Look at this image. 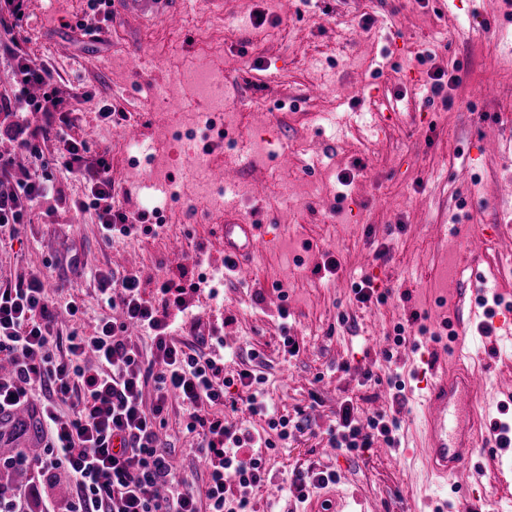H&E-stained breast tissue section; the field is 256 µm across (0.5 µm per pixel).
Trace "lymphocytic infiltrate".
Wrapping results in <instances>:
<instances>
[{"instance_id":"1","label":"lymphocytic infiltrate","mask_w":512,"mask_h":512,"mask_svg":"<svg viewBox=\"0 0 512 512\" xmlns=\"http://www.w3.org/2000/svg\"><path fill=\"white\" fill-rule=\"evenodd\" d=\"M0 56L12 61L14 80L12 93L0 95V112L43 117L33 129H18L19 149L31 166H16L12 157L0 154V183L15 185L11 192H0V234L18 236L33 206L55 191L52 170L58 166L83 183V196L70 206L93 211L105 241L151 233L147 212L130 213L117 205L107 151L91 150L69 134L70 114L52 88V70L9 47ZM94 279L102 299L119 315L100 319L89 336L64 326V318L76 317L80 307L73 301L62 310L50 304L40 274L0 281V362L8 364L0 371V416L32 408L46 441L38 456L20 450L5 457V464L65 471L71 486L66 512H247L251 492L265 482L260 448L275 449L292 435L288 417L267 407L264 376L243 369L237 380L224 377L222 363L205 351L208 339L199 323L187 321L182 281L164 280L159 300L152 301L144 297L137 273L99 269ZM185 324L193 331L192 341H175L173 331ZM132 326L149 333L150 360H141L124 340ZM53 340L66 343V355L50 354ZM89 353L96 366H84ZM149 384L155 398L148 404L143 390ZM235 384L250 410L266 417L276 438L252 435L213 413ZM173 397L188 413V432L200 437L197 453L219 460L202 499L174 471L172 451L159 438ZM62 405L67 413H59ZM397 425V418L383 413L360 417L347 402L337 413L331 444L362 452L378 441L392 445ZM116 438L121 441L117 449L112 446Z\"/></svg>"}]
</instances>
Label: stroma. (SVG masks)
Returning <instances> with one entry per match:
<instances>
[{
  "instance_id": "35a3bbf8",
  "label": "stroma",
  "mask_w": 512,
  "mask_h": 512,
  "mask_svg": "<svg viewBox=\"0 0 512 512\" xmlns=\"http://www.w3.org/2000/svg\"><path fill=\"white\" fill-rule=\"evenodd\" d=\"M83 2L27 0L21 32L0 28V43L17 44L54 72L74 116L72 136L110 151L120 207H159L163 228L102 241L94 212L69 207L82 185L60 169L61 195L34 206L20 240L0 244V279L34 271L58 280L56 258L69 250L87 272L49 299L60 308L77 301L82 314L72 326L88 336L108 312L92 270L136 271L151 299L157 282L206 274L211 288L184 298L220 338L210 355L223 358L226 377L261 372L266 401L304 421L283 447L263 450L266 480L283 493L255 491L258 512H306L286 485L293 470L310 466L335 469L337 494L357 497L358 512H430L438 490L416 447L419 357L447 354L445 324L459 294L512 302V253L492 236L512 238L502 216L512 205V161L479 152L482 141H512V56L495 46L512 39V5L483 0L475 16L468 0L452 12L443 0H224L220 17L193 11L175 28L161 21L122 32L115 20L83 25ZM451 68L459 83L447 106L432 98L429 75ZM207 73L224 76L209 145L237 167L231 197L262 237L251 282L225 271L218 209L185 180L190 149L172 134L197 127L209 108L194 83ZM158 87L171 91V102L153 99ZM256 98L266 111L251 110ZM389 107L403 122L370 135ZM130 123L142 127L149 155L128 149ZM434 224L446 225V235L434 237ZM467 246L479 249L469 269ZM365 274L386 290L384 300L356 301L352 284ZM399 325L406 340L385 354L378 341ZM468 334L469 363L493 395L496 379L512 373V340ZM285 335L299 341L298 356L284 354ZM395 375L405 383L401 403L387 384ZM346 401L364 417L376 408L397 417L396 445L324 455ZM186 423L173 403L159 437L173 448L176 471L202 493L209 468L196 459ZM455 480L482 485L487 496L475 512H488L490 497L512 500V455L481 448Z\"/></svg>"
}]
</instances>
